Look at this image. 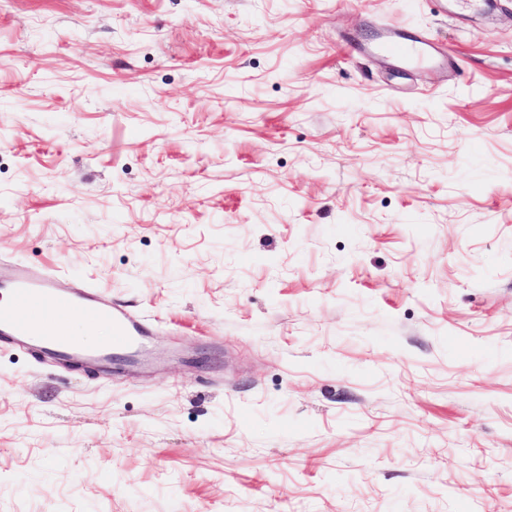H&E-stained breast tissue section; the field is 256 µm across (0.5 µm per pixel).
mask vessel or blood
Masks as SVG:
<instances>
[{
    "instance_id": "1",
    "label": "vessel or blood",
    "mask_w": 512,
    "mask_h": 512,
    "mask_svg": "<svg viewBox=\"0 0 512 512\" xmlns=\"http://www.w3.org/2000/svg\"><path fill=\"white\" fill-rule=\"evenodd\" d=\"M376 50L423 63L432 46L425 38L391 29ZM79 325L106 326L112 335L103 345L91 346L77 336ZM147 333L143 321L86 284L63 287L50 273L34 272L18 262L0 263V346L28 345L41 358L64 366L102 368L116 359L134 367L143 362Z\"/></svg>"
}]
</instances>
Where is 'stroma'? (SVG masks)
<instances>
[{
    "mask_svg": "<svg viewBox=\"0 0 512 512\" xmlns=\"http://www.w3.org/2000/svg\"><path fill=\"white\" fill-rule=\"evenodd\" d=\"M9 258L156 366L0 347V512H512V0H0ZM432 45L423 37L409 36L390 28L376 46L379 54L401 57L408 62L423 63L431 57Z\"/></svg>",
    "mask_w": 512,
    "mask_h": 512,
    "instance_id": "obj_1",
    "label": "stroma"
}]
</instances>
